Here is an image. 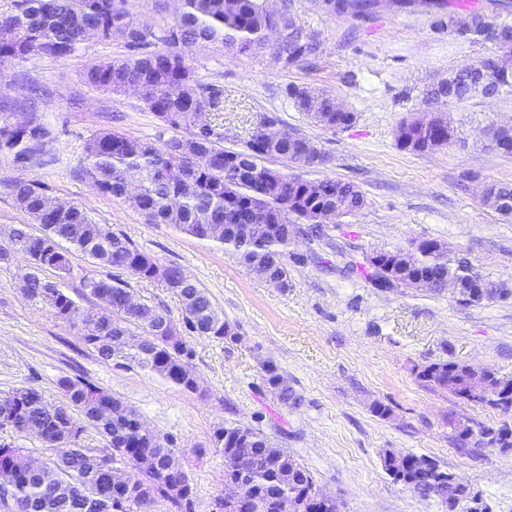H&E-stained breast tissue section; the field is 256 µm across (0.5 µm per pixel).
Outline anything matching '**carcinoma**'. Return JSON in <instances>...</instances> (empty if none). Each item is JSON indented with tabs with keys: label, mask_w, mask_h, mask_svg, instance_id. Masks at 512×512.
Listing matches in <instances>:
<instances>
[{
	"label": "carcinoma",
	"mask_w": 512,
	"mask_h": 512,
	"mask_svg": "<svg viewBox=\"0 0 512 512\" xmlns=\"http://www.w3.org/2000/svg\"><path fill=\"white\" fill-rule=\"evenodd\" d=\"M129 2L14 0L13 9L0 14V20L7 21V27H0V61L67 58L85 43L90 29L101 39L122 36L131 54L89 65L83 73L84 83L107 93L138 86L143 102L172 135L150 142L111 132L97 135L84 147L79 173L100 193L115 198L126 197L130 178L139 179L143 192L129 201L146 223L171 224L195 238L217 243L246 270L262 267L260 281L274 288L288 287V265L305 266L313 257L289 250L285 225L299 221L305 224L301 231L318 238L324 220L333 224L339 217L354 214L364 206V196L353 183L329 178L312 188L306 171L324 164L326 155L317 141L298 128H284L277 117L273 127L258 138L251 137L241 149L224 147V133L214 123L207 132H200L199 113L224 111V97L218 88L196 80L188 56L194 47L217 40L245 49L274 30L278 34L275 57L288 65L316 55V38L296 24L287 5L272 7L268 0H181L174 24L161 33L135 23ZM511 26L492 12L448 13V29L471 42H489L494 31ZM472 68L465 64L448 75L453 80L450 93L457 102L467 100ZM286 96L309 122L328 130L344 129L354 120L351 112L336 113L335 100L324 93L290 85ZM16 111L37 114L34 103H19L0 93V117ZM408 127L416 141L398 142L404 150L425 152L448 143L446 133L426 139L413 124ZM35 137L48 144L53 131L46 124L28 131L11 130L0 122V155L11 156L21 168L49 164L45 148H31ZM261 155L285 158L292 169L259 168L253 159ZM186 158L195 159V164L180 176L171 175L169 167ZM6 187L41 226L37 234L25 225L0 228V263L8 262L16 252L30 260L31 275L18 283L22 294L47 305L55 317L80 327L84 343L102 359L135 363L184 391L197 390V379L187 362L188 348L182 341L169 340L176 324L164 310L146 301L130 306L131 290L119 278L123 271L156 280L157 259L109 227L92 223L80 207L46 194L33 181L15 180ZM506 197L512 199L511 183L491 187L485 203L511 220L512 205L502 204ZM74 251L115 270L104 278L82 277L80 288L91 303L89 308L77 305L58 282L45 276L47 271L60 276L70 273ZM391 254L380 251L368 258L364 276L377 288L396 287ZM168 269L174 274L169 288L180 298L188 332L217 339L236 336L197 281L183 275L177 265ZM469 270L462 261L451 267L448 248L441 243L435 251H421L401 278V286L414 289L423 275L452 273L466 278ZM263 369L268 387L288 402L292 392L276 366L267 362ZM420 377L467 401L496 408L498 390L512 389V376L493 371L480 391L471 383L467 366L454 362L432 363ZM59 387L63 399L58 403L48 402L35 387L0 394V426L11 427L13 420L22 418L39 430L38 441L48 452L41 467L31 469L24 449L0 444V472L10 473L9 481L0 483L3 512H151L159 501L170 503L176 512H195L191 483L174 491L169 474L173 449L152 432L138 430L135 410L82 380L62 378ZM88 426L97 430L112 451L80 446ZM214 443L226 457L250 459L247 488L259 501L258 512H277L267 495L271 488L306 501L305 512H336V501L329 497L311 502L317 488L308 470L265 434L241 425L224 426L215 431ZM115 455L133 466L140 479L112 485ZM426 463L431 460L411 454L398 476L394 473L396 453L389 450L383 455L384 468L395 482L415 492L452 494L453 489L436 476L433 482L424 483Z\"/></svg>",
	"instance_id": "carcinoma-1"
}]
</instances>
